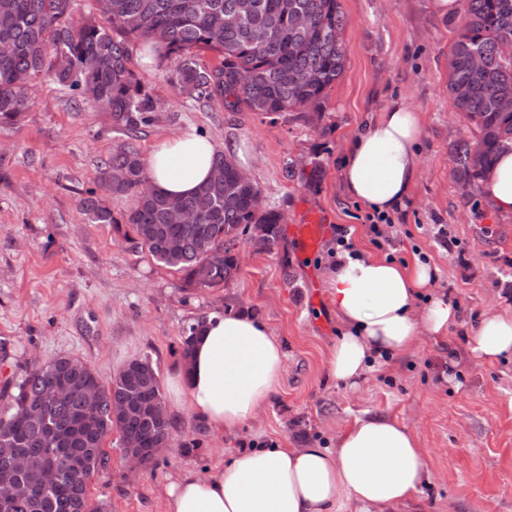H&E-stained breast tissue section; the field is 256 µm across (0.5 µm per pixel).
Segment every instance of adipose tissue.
I'll use <instances>...</instances> for the list:
<instances>
[{
    "mask_svg": "<svg viewBox=\"0 0 512 512\" xmlns=\"http://www.w3.org/2000/svg\"><path fill=\"white\" fill-rule=\"evenodd\" d=\"M421 132L419 112L399 100L360 127L342 165L347 195L378 213L401 208L416 184ZM216 152L212 140L193 132L164 139L146 160L148 181L167 195H190L208 180ZM480 194L490 208L512 214V151L487 169ZM431 282L430 268L419 263L338 255L329 286L343 333L328 356L329 376L356 385L379 359L458 324V306L429 295ZM424 295L428 305L416 313ZM467 351L488 364L512 355V314L487 313L470 329ZM283 366L282 347L265 323L244 312L211 313L195 324L191 353L172 381V404L210 434L231 432L276 394ZM429 477L414 431L367 415L331 448L271 444L230 455L205 477L183 472L167 489L164 512H340L347 499L360 512H401L420 507Z\"/></svg>",
    "mask_w": 512,
    "mask_h": 512,
    "instance_id": "adipose-tissue-1",
    "label": "adipose tissue"
}]
</instances>
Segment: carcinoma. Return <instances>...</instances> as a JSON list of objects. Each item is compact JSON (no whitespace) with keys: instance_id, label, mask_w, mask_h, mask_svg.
I'll list each match as a JSON object with an SVG mask.
<instances>
[{"instance_id":"carcinoma-1","label":"carcinoma","mask_w":512,"mask_h":512,"mask_svg":"<svg viewBox=\"0 0 512 512\" xmlns=\"http://www.w3.org/2000/svg\"><path fill=\"white\" fill-rule=\"evenodd\" d=\"M462 16L448 59V94L466 122L470 135L451 148L453 176L462 187L479 191L480 172L490 167L504 149H512V111L498 102L512 99V0H461ZM109 15L74 19V0H0V40L14 47L0 56V125L13 126L31 106L29 87L37 77L68 87L74 95L112 114L114 127L130 133L151 120L154 105L141 77L132 67L139 42L151 57L182 58L176 84L193 101L204 105L217 97L225 107L241 106L251 112L277 114L296 109L320 112L328 92L344 71L347 45L341 0H109ZM310 18L307 28L296 16ZM212 53L220 64L200 66L197 53ZM64 54L72 64L98 54L109 66L93 74L53 68ZM482 56L474 69L470 56ZM295 71L303 82L290 85L282 73ZM213 168L224 169V181L212 179L185 198L140 190L147 180L139 151L124 144L104 162V176L112 178V193L131 194L133 208L122 219L100 200L88 197L82 209L93 224L128 225L133 248L148 252L158 262L184 273L188 283L202 288H223L239 267L232 247L241 236L273 252L280 244V213L255 210L257 183H233L238 165L222 153ZM182 204L203 215L201 224L168 227L171 204ZM180 247L163 245L166 234ZM67 374L77 384L98 387L99 403L90 422L79 423L85 411L80 393L54 399L46 395L50 379ZM135 395L138 403L123 412L113 403ZM6 406L0 410V475L13 477L18 492L8 512H100L87 496V480L105 464L103 443L117 432L119 441H141L148 464L170 445L172 434L164 407L159 375L149 358L131 360L112 381L103 384L82 360L59 355L26 372L17 383L5 384ZM62 436L84 464L80 475L65 471L52 489H43L35 476L14 469V457H40L48 450L50 435Z\"/></svg>"}]
</instances>
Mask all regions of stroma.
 Masks as SVG:
<instances>
[{
    "mask_svg": "<svg viewBox=\"0 0 512 512\" xmlns=\"http://www.w3.org/2000/svg\"><path fill=\"white\" fill-rule=\"evenodd\" d=\"M347 18L345 71L321 115L232 112L223 101L199 105L162 68L138 66L153 99V119L136 136L115 131L110 112L76 101L68 88L36 78L23 120L0 127V385L59 355L87 363L109 382L136 357H149L164 401L182 362L185 329L211 312L250 309L282 345L278 391L253 418L222 437L184 411L168 410L173 441L130 475L118 435L108 460L87 482L102 512H163L167 485L186 469L208 475L232 452L276 442L328 445L364 414L389 416L418 436L431 484L422 512H512V359L478 365L460 328L427 337L411 351L379 360L355 387L326 372L342 327L328 275L351 231L360 254L422 261L434 286L476 323L489 309L512 314V214L463 197L452 175L451 145L466 128L448 96V54L457 20L431 0H341ZM400 98L422 113L417 185L371 241L366 208L346 196L341 167L350 134ZM197 131L227 157L244 154L266 208L294 224L304 207L325 212L330 229L315 252L290 236L274 252L238 240L240 271L226 287L189 286L184 275L132 248L121 218L130 195L106 192L103 163L132 141L141 156L156 142ZM95 195L116 218L92 224L81 201Z\"/></svg>",
    "mask_w": 512,
    "mask_h": 512,
    "instance_id": "obj_1",
    "label": "stroma"
}]
</instances>
